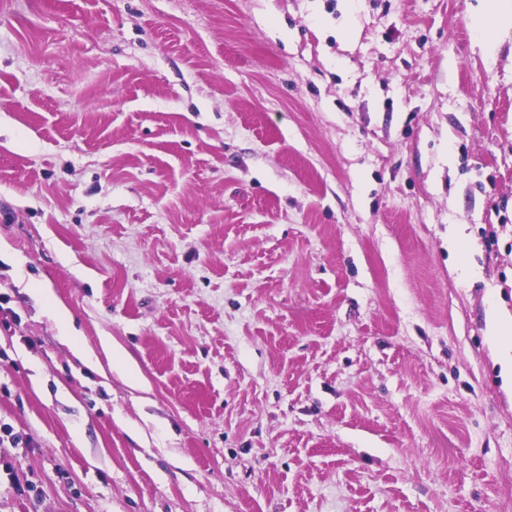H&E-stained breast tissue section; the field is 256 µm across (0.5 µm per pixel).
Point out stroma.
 Returning <instances> with one entry per match:
<instances>
[{
  "label": "stroma",
  "instance_id": "obj_1",
  "mask_svg": "<svg viewBox=\"0 0 512 512\" xmlns=\"http://www.w3.org/2000/svg\"><path fill=\"white\" fill-rule=\"evenodd\" d=\"M484 3L0 0V512H512ZM50 311L54 319L60 324L61 331L65 334L63 337L68 344L73 348L75 353L83 358L90 359L88 355L80 348L78 343V336H70V323L72 315L69 309L60 302H54L53 299L50 303Z\"/></svg>",
  "mask_w": 512,
  "mask_h": 512
}]
</instances>
